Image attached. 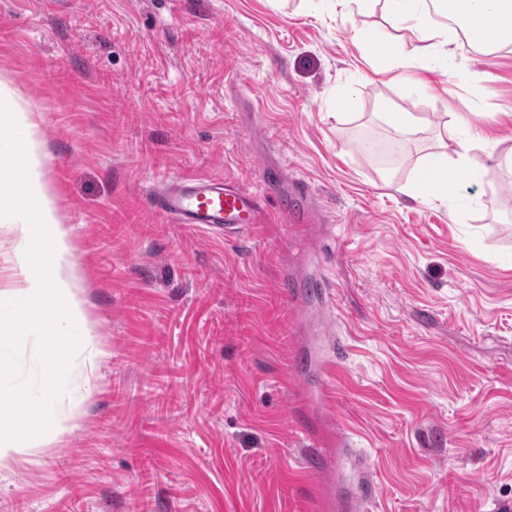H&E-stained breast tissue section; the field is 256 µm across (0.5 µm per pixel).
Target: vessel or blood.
Segmentation results:
<instances>
[{
	"mask_svg": "<svg viewBox=\"0 0 512 512\" xmlns=\"http://www.w3.org/2000/svg\"><path fill=\"white\" fill-rule=\"evenodd\" d=\"M258 179L262 188L252 191L220 178L170 175L155 180L147 194L152 210L173 223L237 238L267 221L269 195L277 191L281 175L264 168ZM278 213L288 224L315 221L313 204L304 192L298 204L280 206Z\"/></svg>",
	"mask_w": 512,
	"mask_h": 512,
	"instance_id": "b4317fda",
	"label": "vessel or blood"
}]
</instances>
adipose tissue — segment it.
I'll return each instance as SVG.
<instances>
[{"instance_id": "obj_1", "label": "adipose tissue", "mask_w": 512, "mask_h": 512, "mask_svg": "<svg viewBox=\"0 0 512 512\" xmlns=\"http://www.w3.org/2000/svg\"><path fill=\"white\" fill-rule=\"evenodd\" d=\"M350 15L375 12L386 16L394 27L413 32L416 46H380V59L397 78L409 76L422 62L447 63L460 48L457 37L448 33L443 18L447 0H341ZM455 21L462 31L474 36L488 51L501 46L512 35V0H464ZM0 222L25 226L48 248L45 258L23 269L27 302L23 309L25 329L39 330L47 338L43 387L40 397H24L12 411L0 415V469L29 448H41L62 435L70 418H59L51 402L67 364L59 348L61 340L79 337L92 349L93 358L103 352L88 311L75 298L69 270L72 266L70 230L61 224L49 192L47 173L35 145L36 126L30 113L14 102L9 89L0 84ZM58 305L56 316L46 311L48 302Z\"/></svg>"}]
</instances>
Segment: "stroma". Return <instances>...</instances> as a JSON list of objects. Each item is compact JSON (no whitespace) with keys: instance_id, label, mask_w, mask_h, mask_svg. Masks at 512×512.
Returning a JSON list of instances; mask_svg holds the SVG:
<instances>
[{"instance_id":"35a3bbf8","label":"stroma","mask_w":512,"mask_h":512,"mask_svg":"<svg viewBox=\"0 0 512 512\" xmlns=\"http://www.w3.org/2000/svg\"><path fill=\"white\" fill-rule=\"evenodd\" d=\"M334 0H0V79L39 151L106 352L72 432L0 472V512H317L301 449L350 438L366 512H512V43L416 82ZM423 116L403 137L379 120ZM476 141L447 201L403 186ZM326 217L243 240L167 223L146 188L263 163ZM20 248L0 223V396L35 387ZM320 277L334 301L309 290ZM343 352H336V344Z\"/></svg>"}]
</instances>
